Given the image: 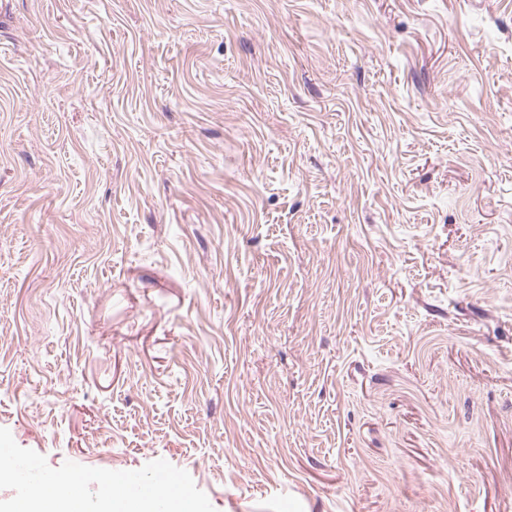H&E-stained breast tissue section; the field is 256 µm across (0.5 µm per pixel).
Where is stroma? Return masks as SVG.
I'll return each mask as SVG.
<instances>
[{
  "label": "stroma",
  "instance_id": "35a3bbf8",
  "mask_svg": "<svg viewBox=\"0 0 512 512\" xmlns=\"http://www.w3.org/2000/svg\"><path fill=\"white\" fill-rule=\"evenodd\" d=\"M0 427L512 512V0H0Z\"/></svg>",
  "mask_w": 512,
  "mask_h": 512
}]
</instances>
